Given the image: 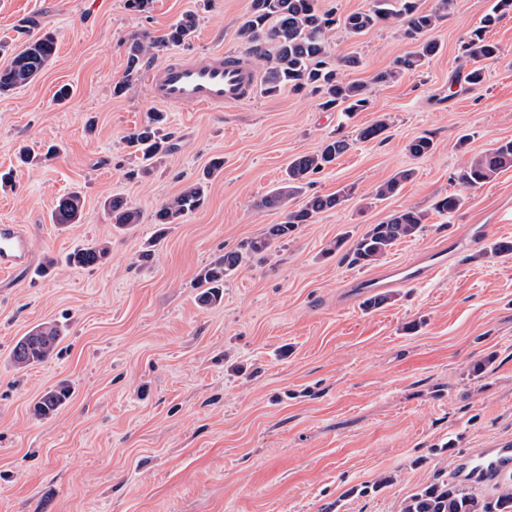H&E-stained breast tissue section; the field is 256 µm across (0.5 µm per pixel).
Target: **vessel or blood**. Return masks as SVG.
Masks as SVG:
<instances>
[{
	"mask_svg": "<svg viewBox=\"0 0 512 512\" xmlns=\"http://www.w3.org/2000/svg\"><path fill=\"white\" fill-rule=\"evenodd\" d=\"M150 100L185 112L220 111L225 105L252 99L258 75L238 53L216 50L192 58L178 55L151 66L145 74ZM28 238L16 224H0V274L30 269ZM512 474V442L480 448L464 456L455 478L474 488L493 485Z\"/></svg>",
	"mask_w": 512,
	"mask_h": 512,
	"instance_id": "b4317fda",
	"label": "vessel or blood"
}]
</instances>
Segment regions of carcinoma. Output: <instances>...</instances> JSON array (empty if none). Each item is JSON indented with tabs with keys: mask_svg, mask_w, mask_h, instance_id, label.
<instances>
[{
	"mask_svg": "<svg viewBox=\"0 0 512 512\" xmlns=\"http://www.w3.org/2000/svg\"><path fill=\"white\" fill-rule=\"evenodd\" d=\"M451 0H440L436 10L421 8L419 0H374L363 12L347 15L343 19L345 30L352 36L385 23L402 27L411 39H419L434 30L441 13L448 10ZM496 21L489 14L484 25L475 29L462 46V66L465 82L478 85L484 80L483 62L494 57L498 46L485 38L486 28ZM338 19L331 10L323 11L317 0H252L247 19L239 28V39L246 53L252 55L264 69L262 91L274 95L284 89L294 92L307 90L321 99L323 109L336 110L348 117L369 108V87L360 82L348 81L342 71L359 63L355 56L334 60L328 50L330 31ZM196 16L185 14L160 39L147 33L130 37L127 41V64L124 79L115 86L121 93L126 86L141 77L148 59L169 46L187 44L196 29ZM273 46L275 55L269 56L267 46ZM436 42L425 39L418 49L396 58L392 66L374 76V83L397 81L404 73L413 71L423 61L436 54ZM56 52L54 37L45 33L27 42L24 49L13 56L9 63L0 67V94H6L32 82L48 65ZM163 118L155 114L130 136V146L141 154L146 165L131 175H147L149 162L171 149V135L162 133ZM387 129V123L379 120L357 131V139L374 140ZM351 146L348 139L332 136L326 139L320 150L302 154L288 161L286 177L281 185L272 189L256 204L260 210L283 212V221L271 225L260 237L247 242L241 250L227 251L223 256L204 267L198 275V283L204 288L200 300L206 305L222 300L224 279L234 272L248 255L267 251L275 243L288 239L299 225L309 224L315 215L339 208L354 194L353 188L344 187L333 194L312 195L295 210L288 209V202L305 193L310 177L323 171ZM434 149L433 140L419 136L408 144V152L421 158ZM224 166V160H211L203 178L185 187L168 200L154 214L156 224H178L185 216L199 209L206 198L208 186ZM512 167V140L500 143L496 148L467 159L461 167L458 179L467 186H480L494 178L505 168ZM413 172L404 169L396 172L379 185L374 200L382 201L394 196L400 187L410 180ZM463 200L457 194H448L435 203L441 214L451 215L460 209ZM105 206L112 223L123 228L139 221V213L127 206L123 197L114 195ZM83 199L73 191L61 197L52 212L56 224H74L81 218ZM423 229V215L414 209L393 213L382 224L373 225L356 239L350 249L352 263L370 266L396 246L400 241L416 236ZM109 246L94 243L74 250L68 262L79 267H96L106 261ZM62 330L56 324L36 327L21 337L12 349L15 367L28 368L46 362L53 355ZM71 396L70 386L62 384L47 392L33 406L38 417H49L64 405ZM512 508V484L507 482L485 497H478L469 488L445 480L433 481L403 501L400 512H505Z\"/></svg>",
	"mask_w": 512,
	"mask_h": 512,
	"instance_id": "1",
	"label": "carcinoma"
}]
</instances>
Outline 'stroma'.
Listing matches in <instances>:
<instances>
[{
	"label": "stroma",
	"instance_id": "1",
	"mask_svg": "<svg viewBox=\"0 0 512 512\" xmlns=\"http://www.w3.org/2000/svg\"><path fill=\"white\" fill-rule=\"evenodd\" d=\"M494 3L453 0L432 33L439 53L390 84L373 78L414 50L401 27L335 29L329 50L360 57L345 77L370 84L369 109L347 121L287 89L221 112H170L172 151L132 179L139 160L127 140L156 106L141 81L113 92L127 39L162 37L193 13L178 54H240L251 0H152L143 12L127 0H0V66L43 33L57 43L39 76L0 95V174L12 175L0 224L22 225L32 251L31 272L0 279V512H399L467 451L512 440V257L489 248L512 240V168L473 188L456 177L466 158L512 139V12L485 33L499 53L483 84L468 87L458 68ZM64 84L73 94L60 102ZM382 118V136L354 144L307 189L351 185L354 195L246 258L222 302L201 305L198 272L281 222L256 203L289 158ZM423 135L434 149L412 157L406 146ZM52 146L45 164L18 160L20 148ZM217 156L224 168L204 206L157 236L153 213ZM406 168L415 174L396 195L366 204ZM72 191L81 220L52 223ZM450 193L463 206L437 213ZM115 194L139 223L113 225L104 203ZM407 208L423 212L422 231L378 263L335 249ZM92 242L109 245L105 264H68ZM149 245L152 261L139 262ZM436 250L447 265L381 307L353 286ZM48 322L65 327L52 358L15 368V342ZM63 381L70 399L35 416Z\"/></svg>",
	"mask_w": 512,
	"mask_h": 512
}]
</instances>
